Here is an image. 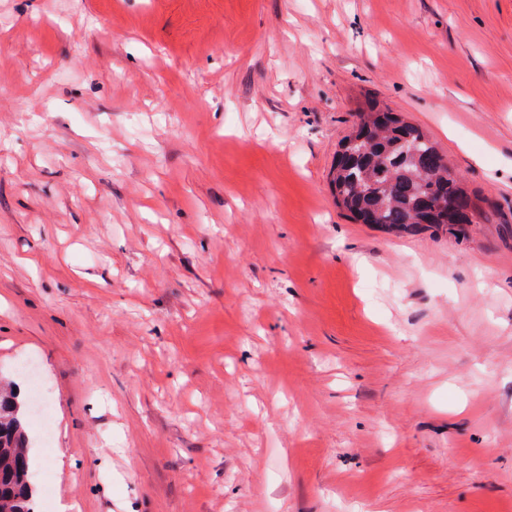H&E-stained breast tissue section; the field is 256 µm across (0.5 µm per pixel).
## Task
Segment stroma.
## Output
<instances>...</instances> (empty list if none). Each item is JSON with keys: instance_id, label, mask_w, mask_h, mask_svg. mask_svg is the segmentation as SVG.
Masks as SVG:
<instances>
[{"instance_id": "1", "label": "stroma", "mask_w": 512, "mask_h": 512, "mask_svg": "<svg viewBox=\"0 0 512 512\" xmlns=\"http://www.w3.org/2000/svg\"><path fill=\"white\" fill-rule=\"evenodd\" d=\"M370 99L470 235L337 206ZM0 379L38 512H512V0H0Z\"/></svg>"}]
</instances>
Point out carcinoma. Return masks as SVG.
Returning <instances> with one entry per match:
<instances>
[{
    "label": "carcinoma",
    "mask_w": 512,
    "mask_h": 512,
    "mask_svg": "<svg viewBox=\"0 0 512 512\" xmlns=\"http://www.w3.org/2000/svg\"><path fill=\"white\" fill-rule=\"evenodd\" d=\"M330 184L336 205L356 222L387 231L448 232L432 215L443 200L461 221L484 216L460 177H448L445 156L426 134L375 101L340 141ZM26 427V404L0 391V512H35Z\"/></svg>",
    "instance_id": "1"
}]
</instances>
